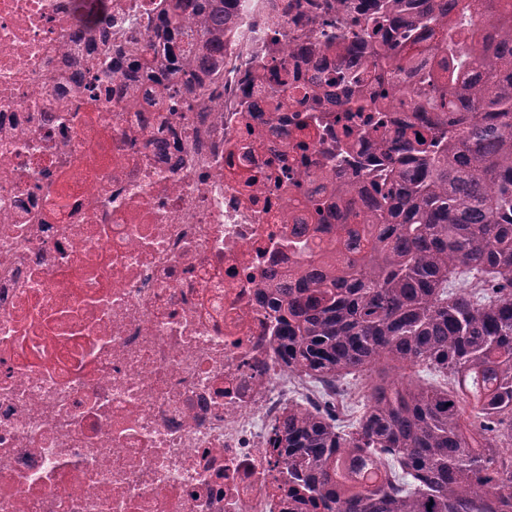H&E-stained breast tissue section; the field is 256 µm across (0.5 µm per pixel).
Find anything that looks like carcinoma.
I'll use <instances>...</instances> for the list:
<instances>
[{"mask_svg": "<svg viewBox=\"0 0 512 512\" xmlns=\"http://www.w3.org/2000/svg\"><path fill=\"white\" fill-rule=\"evenodd\" d=\"M237 0H173L135 58L117 50L95 74L132 93L224 59ZM366 27L345 50H381L398 77L428 28L424 100L380 149L374 191L336 190L333 218L375 229L351 261L313 262L276 289L277 353L336 393L372 381L365 410L293 407L271 456L288 475V512H512V8L507 0H363ZM336 81L363 86L349 65ZM443 378L420 384L412 373Z\"/></svg>", "mask_w": 512, "mask_h": 512, "instance_id": "1", "label": "carcinoma"}]
</instances>
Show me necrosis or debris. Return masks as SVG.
<instances>
[{
	"mask_svg": "<svg viewBox=\"0 0 512 512\" xmlns=\"http://www.w3.org/2000/svg\"><path fill=\"white\" fill-rule=\"evenodd\" d=\"M170 7L0 0V512H288L270 439L321 398L278 357L270 291L335 239L310 195L377 155L414 84L386 95L355 53L383 127L338 123L322 34L359 0H238L223 66L157 106L84 76L86 47L136 50ZM284 68L324 94L257 98Z\"/></svg>",
	"mask_w": 512,
	"mask_h": 512,
	"instance_id": "4bbe7bcc",
	"label": "necrosis or debris"
}]
</instances>
